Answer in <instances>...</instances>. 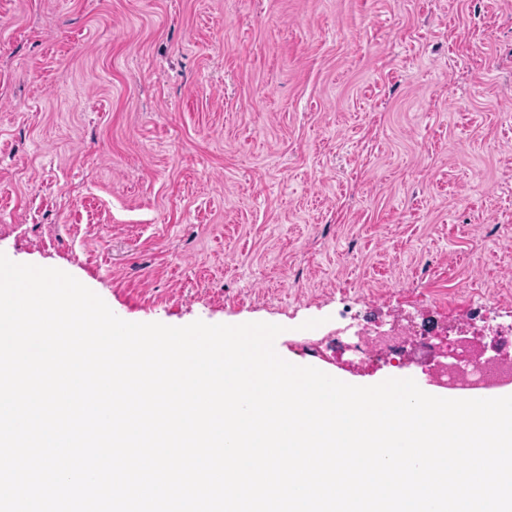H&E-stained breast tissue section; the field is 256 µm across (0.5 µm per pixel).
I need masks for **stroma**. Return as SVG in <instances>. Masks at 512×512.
Masks as SVG:
<instances>
[{"mask_svg":"<svg viewBox=\"0 0 512 512\" xmlns=\"http://www.w3.org/2000/svg\"><path fill=\"white\" fill-rule=\"evenodd\" d=\"M0 252L126 321L284 326L308 366L289 332L346 318L493 344L512 0H0Z\"/></svg>","mask_w":512,"mask_h":512,"instance_id":"35a3bbf8","label":"stroma"}]
</instances>
